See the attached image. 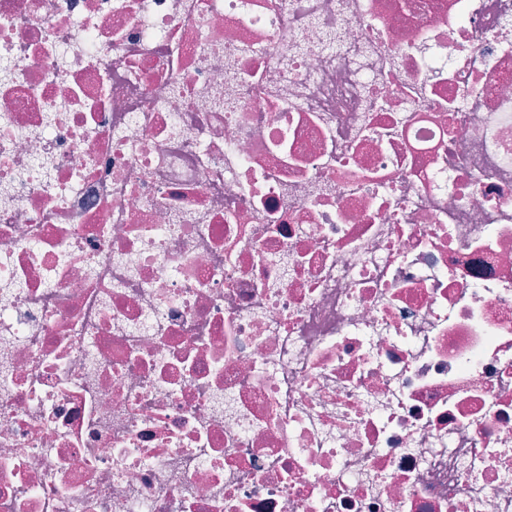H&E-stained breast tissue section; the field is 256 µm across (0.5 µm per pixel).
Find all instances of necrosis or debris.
Wrapping results in <instances>:
<instances>
[{
	"label": "necrosis or debris",
	"instance_id": "necrosis-or-debris-1",
	"mask_svg": "<svg viewBox=\"0 0 512 512\" xmlns=\"http://www.w3.org/2000/svg\"><path fill=\"white\" fill-rule=\"evenodd\" d=\"M0 512H512V0H0Z\"/></svg>",
	"mask_w": 512,
	"mask_h": 512
}]
</instances>
